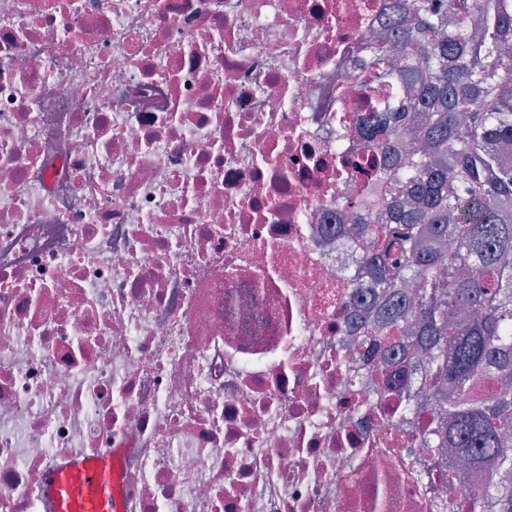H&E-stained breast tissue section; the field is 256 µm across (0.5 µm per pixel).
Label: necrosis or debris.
Here are the masks:
<instances>
[{"instance_id":"necrosis-or-debris-1","label":"necrosis or debris","mask_w":512,"mask_h":512,"mask_svg":"<svg viewBox=\"0 0 512 512\" xmlns=\"http://www.w3.org/2000/svg\"><path fill=\"white\" fill-rule=\"evenodd\" d=\"M390 0H0V512H468L346 345ZM106 458L80 460L52 476L43 492L56 512H119L114 497V468Z\"/></svg>"}]
</instances>
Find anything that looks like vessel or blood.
<instances>
[{
  "label": "vessel or blood",
  "mask_w": 512,
  "mask_h": 512,
  "mask_svg": "<svg viewBox=\"0 0 512 512\" xmlns=\"http://www.w3.org/2000/svg\"><path fill=\"white\" fill-rule=\"evenodd\" d=\"M44 492L55 512H120L112 458L74 460L52 476Z\"/></svg>",
  "instance_id": "obj_1"
}]
</instances>
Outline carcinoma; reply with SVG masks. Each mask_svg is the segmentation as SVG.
<instances>
[{"label":"carcinoma","mask_w":512,"mask_h":512,"mask_svg":"<svg viewBox=\"0 0 512 512\" xmlns=\"http://www.w3.org/2000/svg\"><path fill=\"white\" fill-rule=\"evenodd\" d=\"M413 25L389 23L410 77L389 84L386 59L364 88L396 112L363 117L369 144L411 139L385 173L373 211L340 224L361 247L350 272L353 344L377 359L402 414L438 400L429 448L448 450V482L485 463V497L512 512V0H394ZM423 355L422 363L417 356Z\"/></svg>","instance_id":"1"}]
</instances>
